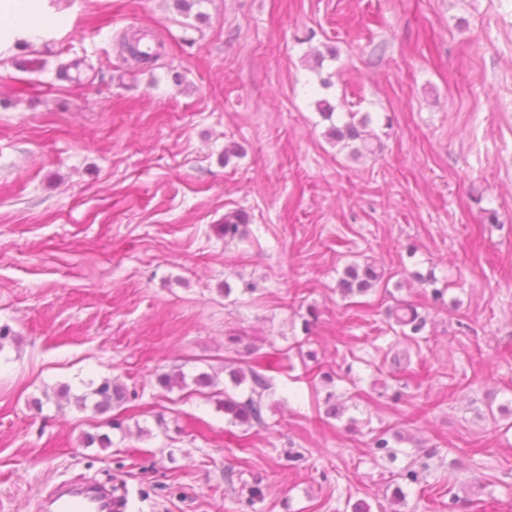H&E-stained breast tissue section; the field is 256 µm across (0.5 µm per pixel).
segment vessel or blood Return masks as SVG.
Returning a JSON list of instances; mask_svg holds the SVG:
<instances>
[{
    "label": "vessel or blood",
    "mask_w": 512,
    "mask_h": 512,
    "mask_svg": "<svg viewBox=\"0 0 512 512\" xmlns=\"http://www.w3.org/2000/svg\"><path fill=\"white\" fill-rule=\"evenodd\" d=\"M40 508L42 512H127L128 502L105 484L84 481L57 485Z\"/></svg>",
    "instance_id": "obj_1"
}]
</instances>
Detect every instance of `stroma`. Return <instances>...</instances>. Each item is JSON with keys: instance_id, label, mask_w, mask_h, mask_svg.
<instances>
[{"instance_id": "1", "label": "stroma", "mask_w": 512, "mask_h": 512, "mask_svg": "<svg viewBox=\"0 0 512 512\" xmlns=\"http://www.w3.org/2000/svg\"><path fill=\"white\" fill-rule=\"evenodd\" d=\"M15 2L44 32L0 48V512L100 471L131 512H381L424 461L398 512H448L452 490L512 512V0ZM126 30L160 57L128 66ZM351 112L375 154L330 139ZM233 210L245 238L224 236ZM367 260L382 282L343 297ZM400 301L427 320L406 369ZM263 355L281 367L260 426L157 381L227 387ZM106 377L136 393L108 417L44 398ZM387 429L393 460L369 446Z\"/></svg>"}]
</instances>
